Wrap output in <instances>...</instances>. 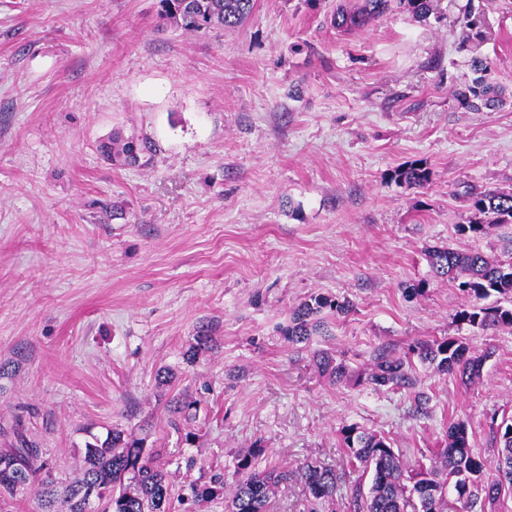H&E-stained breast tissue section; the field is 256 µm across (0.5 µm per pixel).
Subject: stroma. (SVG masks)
Returning <instances> with one entry per match:
<instances>
[{"label": "stroma", "instance_id": "stroma-1", "mask_svg": "<svg viewBox=\"0 0 512 512\" xmlns=\"http://www.w3.org/2000/svg\"><path fill=\"white\" fill-rule=\"evenodd\" d=\"M337 3L257 0L242 26L190 34L159 0H0V426L22 417L59 475L117 429L161 453L171 512H225L183 489L219 468L234 484L258 443L260 468L343 473L333 510L353 512L342 427L388 437L413 467L460 418L492 464L512 331L459 324L468 299L426 252L512 259L506 228L457 233L471 190L512 191V100L456 98L476 56L512 92V0H434L428 19L395 11L353 33L331 25ZM115 137L147 144L141 165L103 153ZM412 162L430 171L419 189L393 178ZM319 293L352 310L297 350L281 328ZM209 321L213 350L186 363ZM446 338L489 351L480 382L420 366L414 392L377 390L311 361L332 349L357 369ZM183 391L200 402L190 444L167 426Z\"/></svg>", "mask_w": 512, "mask_h": 512}]
</instances>
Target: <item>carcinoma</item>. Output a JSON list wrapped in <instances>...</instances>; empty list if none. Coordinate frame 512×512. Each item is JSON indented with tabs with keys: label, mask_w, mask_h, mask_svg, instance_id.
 Instances as JSON below:
<instances>
[{
	"label": "carcinoma",
	"mask_w": 512,
	"mask_h": 512,
	"mask_svg": "<svg viewBox=\"0 0 512 512\" xmlns=\"http://www.w3.org/2000/svg\"><path fill=\"white\" fill-rule=\"evenodd\" d=\"M162 17L184 32L198 33L211 28H236L251 16L256 0H161ZM405 10L426 19L432 12V0H362L360 6H341L333 13V25L344 31L367 28L392 9ZM477 77L457 96L466 108H494L503 104V88L489 80L491 61L472 60ZM395 179L409 188H420L430 178L429 170L411 163L398 168ZM471 207L475 219L459 225V232L479 234L485 225L512 227V192L485 189L472 194ZM434 277L452 282L470 300L467 308L457 313V320L476 332L512 331V261L501 262L486 257L475 248L435 247L427 253ZM493 294L503 297L505 304L483 305ZM352 305L330 296L318 294L295 307L282 335L291 345L305 344L318 333L329 316L350 312ZM213 325L201 326L195 344L183 354L188 363L214 346ZM435 366L449 374H457L465 383L482 376L489 353L477 354L464 343L453 340L420 341L403 354L382 351L363 372L353 374L343 358L328 349L315 350L312 361L319 374L333 383L367 384L375 389L397 386L412 389L416 381L412 358ZM199 401L186 393L173 397L167 423L177 435L189 442L195 433L188 430ZM6 447L0 448V493L23 494L31 489L41 501V512H170L171 489L168 472L158 457L147 455L139 438H124L112 432L105 440L93 438L85 443L86 466L82 477L66 486L57 497V479L40 444L30 438L21 419L8 431ZM347 448L350 466L370 475L368 492L361 486L353 491L354 512H406L411 496H416L419 512H448V493L454 491L459 504L456 512H473L477 504L493 505L505 488L512 489V421L503 422L495 432L500 452L495 465L497 475L485 478L484 463L468 439V422L462 419L448 426V443L439 449L429 466H408L395 452L389 440L377 433L344 426L340 430ZM254 452L238 459L236 480L228 512H268L275 490L296 478L303 482L311 507L309 512H325L334 504L341 477L331 468L307 463L297 470L257 467ZM195 499L216 497L224 493V471L211 472L209 482L190 485Z\"/></svg>",
	"instance_id": "1"
}]
</instances>
